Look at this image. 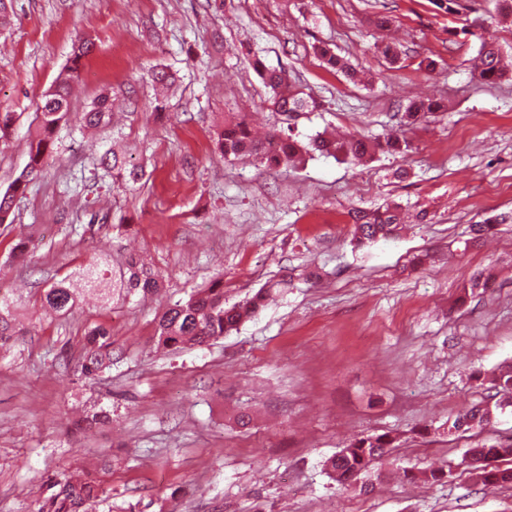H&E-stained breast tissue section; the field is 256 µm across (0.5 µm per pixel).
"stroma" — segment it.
<instances>
[{
	"instance_id": "35a3bbf8",
	"label": "stroma",
	"mask_w": 512,
	"mask_h": 512,
	"mask_svg": "<svg viewBox=\"0 0 512 512\" xmlns=\"http://www.w3.org/2000/svg\"><path fill=\"white\" fill-rule=\"evenodd\" d=\"M469 5L461 17L433 0H13L0 112L17 121L0 141V192L29 162L41 97L75 40L94 48L45 168L0 225V288L24 330L0 347V512H33L50 478L85 466L111 497L91 512H512V486L484 488L463 462L512 435V407L478 431L440 429L512 363V224L468 242L471 225L512 214V82L483 84L473 67L485 38L512 57V18L495 0ZM379 12L393 19L383 33ZM325 48L356 78L327 68ZM258 59L319 104L292 121L298 140L401 131L411 150L280 169L222 158L212 133L225 117L262 134L282 123ZM164 66L177 80L161 96L151 72ZM104 91L120 112L84 133L79 117ZM419 98L443 108L405 127ZM111 146L145 167L141 183L97 168ZM388 203L407 223L355 246L351 211ZM31 236L38 247L19 260ZM98 254L144 257L163 290L107 304L88 294L45 314L41 290ZM476 271L487 289L471 288ZM285 275L291 285L223 338L157 348V317L194 290L223 280L232 304ZM98 324L112 367L87 379L78 364ZM95 413L104 422L77 431ZM385 433L397 442L373 491L330 477L329 458ZM431 469L446 479L400 476Z\"/></svg>"
}]
</instances>
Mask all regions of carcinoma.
<instances>
[{"label":"carcinoma","instance_id":"carcinoma-1","mask_svg":"<svg viewBox=\"0 0 512 512\" xmlns=\"http://www.w3.org/2000/svg\"><path fill=\"white\" fill-rule=\"evenodd\" d=\"M92 49L91 43L78 41L74 47L71 65L44 93L41 112L37 113L35 136L30 144L27 170L15 179L9 190L0 193V224L8 220L15 195L43 171L49 142L60 123L69 116V97L74 74L78 72L81 60ZM479 59V78L484 83L494 85L509 77V72L502 65L500 51L494 43H481ZM255 68L270 90L269 103L272 111L287 116L316 109V100L295 87L288 80L286 71L269 70L260 61L255 63ZM111 108V96L102 93L90 105V109L82 113L80 121L86 126L99 128L107 123ZM438 108L439 105L432 102L410 104L405 112L407 125L421 122ZM217 145L226 158L254 156L264 164L276 167H295L306 156L315 152L363 163L372 159L379 151L402 153L409 148L407 138L391 135L382 140L353 137L339 141L318 134L304 144L291 131L274 129L265 138L258 139L252 133L249 123L235 116L224 119V126L218 133ZM99 165L116 180L136 183L145 176L143 168L128 164L109 150L100 156ZM400 222L401 213L397 205L386 204L372 210H359L354 215V237L360 244L386 239L394 235ZM75 280L86 289L97 290L103 295L116 291L125 298L140 294L146 296L160 288V280L149 264L140 257L128 256L119 274L110 278L100 270L98 261L93 260L44 291L43 308L46 313H68L75 309L79 297V289L73 287ZM272 290L271 286L261 288L253 296L226 306L224 282L221 279L215 280L210 286L190 294L187 299L175 302L161 314L155 332L157 347L172 351L219 339L264 307L272 296ZM12 304L13 298L0 294V345L19 334L12 324ZM111 366L112 333L100 325L87 337L80 371L84 377L91 379ZM492 389L494 394L490 395L484 407H471L455 416L451 427L456 432L466 433L481 429L489 424L495 411L512 407V365L499 370ZM394 443L395 439L387 434L360 437L327 461L329 474L344 486H355L368 493L373 490L374 481L379 478L373 471L374 462L384 457L394 447ZM469 453L493 462L512 454V437L495 445L476 446L469 449ZM479 482L489 488L512 484V468L500 469L492 466L482 472ZM105 494L106 491L88 471L76 477L64 476L50 481L49 494L38 503L35 512H88V506Z\"/></svg>","mask_w":512,"mask_h":512}]
</instances>
